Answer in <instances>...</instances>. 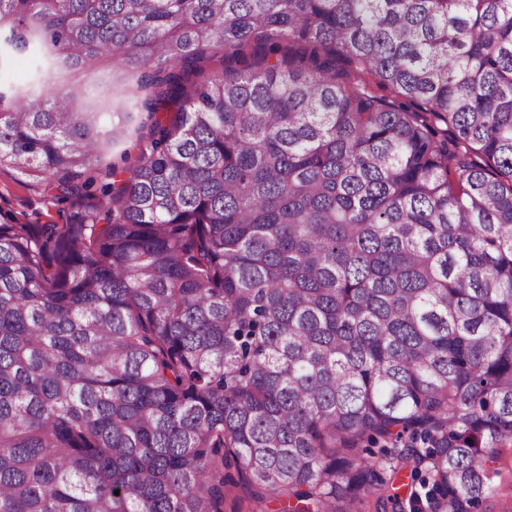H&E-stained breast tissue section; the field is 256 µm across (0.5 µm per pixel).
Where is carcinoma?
<instances>
[{"mask_svg":"<svg viewBox=\"0 0 512 512\" xmlns=\"http://www.w3.org/2000/svg\"><path fill=\"white\" fill-rule=\"evenodd\" d=\"M7 50L0 168L74 214H0V512L512 496V0H0ZM135 126L131 130L130 136L121 144L115 145L114 148L107 153L103 158V167L106 164L117 166L119 169L125 166L122 156L124 152H128L130 157H134L137 153V148L140 140H148L150 138V131L148 128L142 129L139 132L134 131Z\"/></svg>","mask_w":512,"mask_h":512,"instance_id":"carcinoma-1","label":"carcinoma"}]
</instances>
